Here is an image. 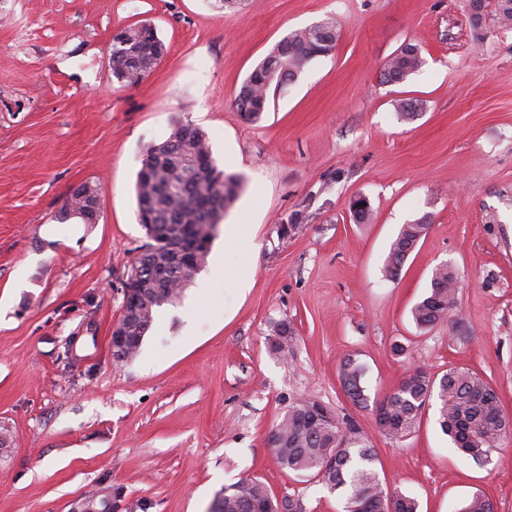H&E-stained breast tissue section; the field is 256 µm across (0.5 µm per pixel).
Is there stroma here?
<instances>
[{"instance_id": "obj_1", "label": "stroma", "mask_w": 512, "mask_h": 512, "mask_svg": "<svg viewBox=\"0 0 512 512\" xmlns=\"http://www.w3.org/2000/svg\"><path fill=\"white\" fill-rule=\"evenodd\" d=\"M323 21L334 51L245 120L235 97L252 69ZM145 22L166 53L120 86L112 35ZM409 43L420 70L382 83ZM409 98L422 112L405 121ZM184 118L241 188L205 265L117 364L121 280L147 241L137 172ZM84 183L99 190L97 223H59ZM423 217L426 237L387 278L391 242ZM443 264L458 275L455 315L423 333L411 309ZM283 322L293 342L278 355ZM346 354L366 368V407L341 387ZM416 366L471 369L512 419V29L473 27L467 0H0V512H210L252 477L304 512H342L267 442L302 399L349 415L381 481L419 512H458L477 493L512 512V441L476 463L433 405L402 441L378 430L377 404Z\"/></svg>"}]
</instances>
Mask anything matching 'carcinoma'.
I'll list each match as a JSON object with an SVG mask.
<instances>
[{
  "instance_id": "1",
  "label": "carcinoma",
  "mask_w": 512,
  "mask_h": 512,
  "mask_svg": "<svg viewBox=\"0 0 512 512\" xmlns=\"http://www.w3.org/2000/svg\"><path fill=\"white\" fill-rule=\"evenodd\" d=\"M492 20L501 27H512V0H487L483 17L472 20L480 27ZM121 45L112 48V75L123 86H134L158 65L155 48L160 42L149 24L131 26L119 36ZM337 31L333 23L320 22L289 33L252 70L236 96V107L246 119L258 120L265 112L272 85L294 81L313 59L333 52ZM282 70L281 79L272 77L271 64ZM422 66L420 49L407 44L389 59L383 70L387 83L400 84ZM207 162L189 173L188 162ZM240 179L219 170L202 131L189 120L175 121L171 133L158 144L148 146L137 174L136 194L139 223L154 225L148 234L151 243L144 253L151 255L153 269L145 270L142 287L148 304L140 309L137 324L151 328L156 308L175 301L192 278V272L173 271V254L192 230L201 244L211 246L227 208L238 196ZM88 198L77 189L69 195L57 214V221L73 219L72 213L87 207ZM424 218L402 225L392 241L386 259V272L395 278L408 255L427 234ZM457 281L453 271L442 266L431 280L430 291L412 308L417 328L428 330L448 319L455 304ZM292 337L288 324H281L271 348L288 353ZM365 367L352 356L339 364L340 384L350 401L360 407L367 402L362 380ZM439 400V424L455 447L477 462L512 440V421L502 412L496 391L468 369L453 367L435 379L422 367L406 372L394 390L381 400L383 416L389 425L382 433L397 442L420 422L426 403ZM318 403L300 400L291 405L270 432L279 466L297 473H311L341 495L343 512H390V501L397 512H418L417 501L397 489L390 490L379 479L373 446L359 427L346 415L314 421L312 410ZM272 499L265 484L257 478L244 479L232 486L216 512H245L251 502ZM461 512H495L482 494L473 495Z\"/></svg>"
}]
</instances>
